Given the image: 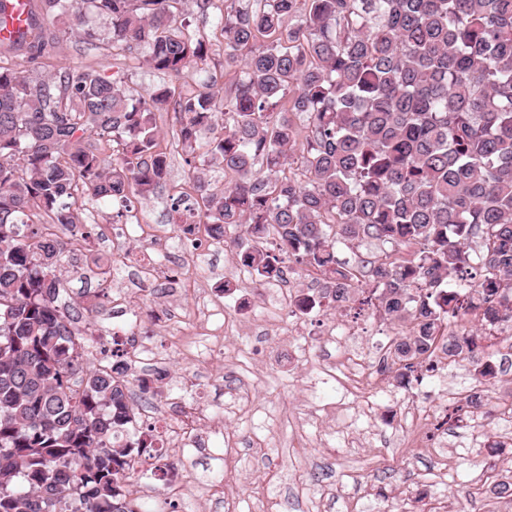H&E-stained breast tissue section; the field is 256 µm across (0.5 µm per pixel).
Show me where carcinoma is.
<instances>
[{"label":"carcinoma","mask_w":512,"mask_h":512,"mask_svg":"<svg viewBox=\"0 0 512 512\" xmlns=\"http://www.w3.org/2000/svg\"><path fill=\"white\" fill-rule=\"evenodd\" d=\"M34 0L31 22L0 59L24 54L34 72L0 66V512H141L136 465L163 458L155 425L134 426L124 350L87 367L89 326L59 301L75 198L147 197L165 180L155 114L180 116L191 160L187 215L240 249L259 283L282 276L265 237L308 272L320 293L302 313L362 304L401 323L380 368L407 383L491 355L486 325L512 310V0H192L212 18L224 101L204 82L133 94L126 60L176 79L212 63L183 18L185 0ZM110 19L113 66L60 68L56 49L86 14ZM112 149L111 159L103 151ZM373 239L391 251L355 263L339 244ZM482 312L478 330L440 336ZM483 407L469 394L448 419Z\"/></svg>","instance_id":"carcinoma-1"}]
</instances>
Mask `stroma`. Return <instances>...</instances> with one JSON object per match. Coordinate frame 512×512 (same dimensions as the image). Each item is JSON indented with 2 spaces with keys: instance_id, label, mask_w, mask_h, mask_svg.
Instances as JSON below:
<instances>
[{
  "instance_id": "35a3bbf8",
  "label": "stroma",
  "mask_w": 512,
  "mask_h": 512,
  "mask_svg": "<svg viewBox=\"0 0 512 512\" xmlns=\"http://www.w3.org/2000/svg\"><path fill=\"white\" fill-rule=\"evenodd\" d=\"M87 23L99 35L98 49H86L78 37H71L59 48L54 64L89 65L111 75L110 22L94 15ZM206 76L189 71L173 81L140 58L131 62L125 85L138 92L169 82L190 89ZM156 124L169 153L168 175L136 208L173 240L179 229L172 221L169 199L177 188L187 186L188 167L173 137L179 126L175 112L158 113ZM76 205L90 237L77 242L76 259L65 268L88 275L91 283H106L107 289L103 309L90 314L78 294L80 282H71L65 299L72 315L93 326L94 347L108 348L116 340L127 346L139 341L165 358V369L152 391L134 400L139 415L184 398L220 412L224 432L236 437L234 445L216 440L187 454L194 476L191 495L143 472L136 492L143 512H159L167 505L176 512H257L261 506L266 512H421L423 506L441 501L458 512H486L494 502L501 512H512V501L495 500L484 484L486 461H494L500 470L512 468V426L445 423L441 448L409 440L402 432L408 423L405 415L391 414L381 405L366 406L346 395L344 375L332 379L315 365L298 362L296 339L288 331L263 335L258 319L265 298L238 287L236 271L225 262L220 247L205 256L170 250L176 267L205 274L207 295L222 301L235 320L228 336L202 337V344L211 348L207 358L189 356L173 338L185 329L176 316L194 308L196 289L162 279L149 292H141L137 265L149 261V243L135 237L116 239L112 218L117 203L94 202L82 194ZM97 257L109 271L107 278L90 272ZM293 321L327 360L353 350L375 358L397 330L394 323L374 325L369 316H355L347 307L318 306L294 315ZM331 324L349 330V337L326 345L324 332ZM472 372V365L463 362L409 384V397L429 414L421 431L443 421L441 395L466 393Z\"/></svg>"
}]
</instances>
